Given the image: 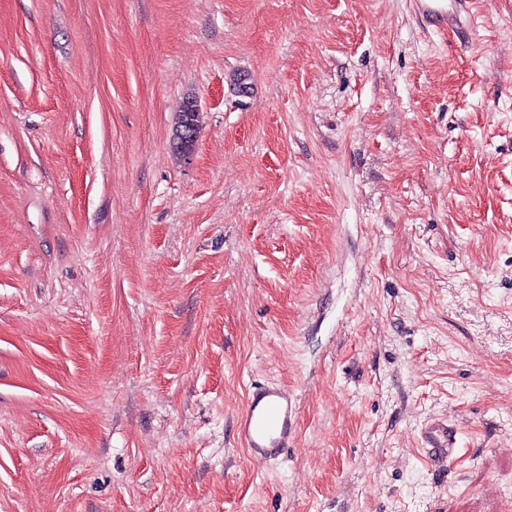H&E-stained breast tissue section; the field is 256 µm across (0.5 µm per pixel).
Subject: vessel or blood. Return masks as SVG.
<instances>
[{"instance_id":"b4317fda","label":"vessel or blood","mask_w":512,"mask_h":512,"mask_svg":"<svg viewBox=\"0 0 512 512\" xmlns=\"http://www.w3.org/2000/svg\"><path fill=\"white\" fill-rule=\"evenodd\" d=\"M412 10L425 27L454 32L462 46L476 39L480 18L478 0H410ZM297 403L288 391L274 382L254 386L247 408L236 419V434L251 461L264 464L276 460L295 434ZM422 448L439 468L461 457L457 431L447 420L427 423L421 430Z\"/></svg>"}]
</instances>
